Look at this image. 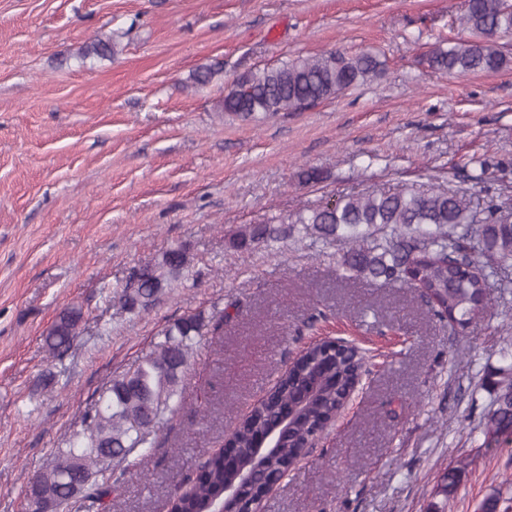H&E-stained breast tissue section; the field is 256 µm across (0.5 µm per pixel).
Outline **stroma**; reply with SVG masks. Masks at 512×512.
Returning <instances> with one entry per match:
<instances>
[{"label": "stroma", "instance_id": "obj_1", "mask_svg": "<svg viewBox=\"0 0 512 512\" xmlns=\"http://www.w3.org/2000/svg\"><path fill=\"white\" fill-rule=\"evenodd\" d=\"M465 0H0V512L24 491L112 378L179 319L225 316L198 337L188 404L153 448L116 466L109 512H165L183 478L308 344L346 339L362 382L263 512H427L448 467L465 475L445 512L500 491L512 507V443L476 431L483 382L512 347V288L463 329L408 289L343 280L339 244L229 247L243 225L402 185L463 186L470 159L512 199V65L459 77L429 68L467 38ZM111 36L109 59L82 58ZM363 52L383 73L335 99L255 121L224 116L225 88L298 57ZM222 71L198 86L204 64ZM316 168L321 182L299 173ZM183 244L193 262L149 311L118 295ZM82 313L63 365L44 343Z\"/></svg>", "mask_w": 512, "mask_h": 512}]
</instances>
